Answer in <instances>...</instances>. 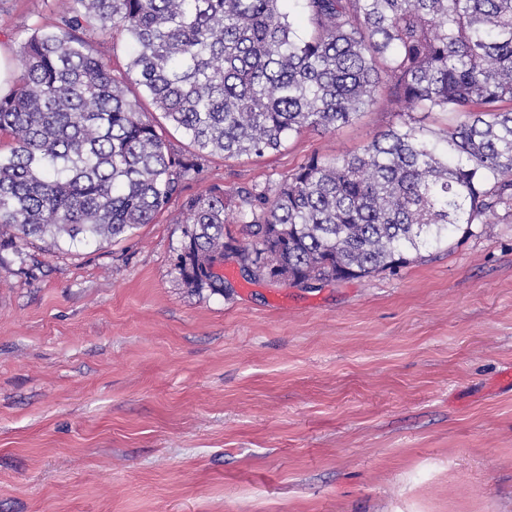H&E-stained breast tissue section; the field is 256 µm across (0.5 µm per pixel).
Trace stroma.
Masks as SVG:
<instances>
[{"instance_id":"obj_1","label":"stroma","mask_w":512,"mask_h":512,"mask_svg":"<svg viewBox=\"0 0 512 512\" xmlns=\"http://www.w3.org/2000/svg\"><path fill=\"white\" fill-rule=\"evenodd\" d=\"M65 0H0V91ZM122 75L118 30H89ZM206 158L120 242L0 253V512H512V215L421 259L304 288L194 292L184 200L288 179L400 123Z\"/></svg>"}]
</instances>
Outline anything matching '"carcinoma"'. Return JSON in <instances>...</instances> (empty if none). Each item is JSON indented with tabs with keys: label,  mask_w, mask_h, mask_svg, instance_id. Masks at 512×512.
I'll return each mask as SVG.
<instances>
[{
	"label": "carcinoma",
	"mask_w": 512,
	"mask_h": 512,
	"mask_svg": "<svg viewBox=\"0 0 512 512\" xmlns=\"http://www.w3.org/2000/svg\"><path fill=\"white\" fill-rule=\"evenodd\" d=\"M69 0L64 20L21 50L0 96V251L101 245L150 224L181 180L214 154L262 155L306 129L353 123L386 87L408 120L362 152L311 156L288 180L214 187L187 199L176 268L193 291L224 293L213 263L234 246L257 275L370 277L448 243L464 226L512 214V0ZM129 41L122 78L84 32ZM181 130L171 152L125 84ZM458 113L434 139L415 113ZM244 224L247 245L227 228Z\"/></svg>",
	"instance_id": "1"
}]
</instances>
